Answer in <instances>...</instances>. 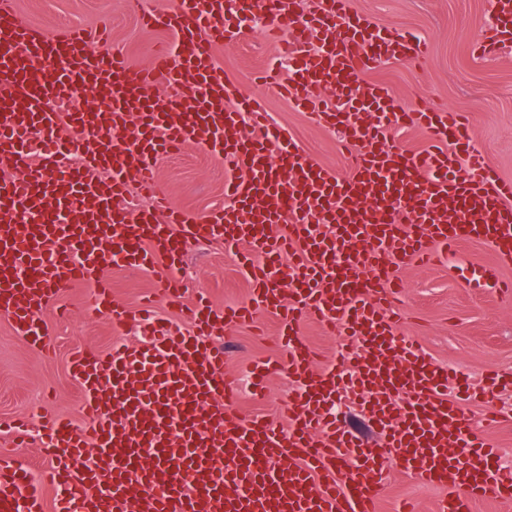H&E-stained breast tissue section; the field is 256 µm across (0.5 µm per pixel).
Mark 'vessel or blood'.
<instances>
[{
	"instance_id": "1",
	"label": "vessel or blood",
	"mask_w": 512,
	"mask_h": 512,
	"mask_svg": "<svg viewBox=\"0 0 512 512\" xmlns=\"http://www.w3.org/2000/svg\"><path fill=\"white\" fill-rule=\"evenodd\" d=\"M125 4L145 27L175 37L144 67L108 51L105 29L41 32L15 0H0V311L36 349L45 345L42 311L78 284L92 287L91 311L140 321L114 302L104 276L114 257L173 269L190 244L210 240L238 258L251 293L219 310L201 296L187 301L179 279L161 278L147 308L185 312L188 329L159 324L147 342L108 356L76 352L70 369L84 394L83 423L50 416L41 444L48 465L40 477L53 498L31 491L26 463L0 456V512H379L382 465L394 454L421 483L452 487L436 512L511 501L512 469L488 437L498 414L468 419L467 378L449 377L412 338L396 336L389 313L402 293L398 267L435 263L470 239L512 262V181L475 149L467 116L400 110L385 86L360 85L381 60H425V45L348 12L345 0L313 11L303 0H171L161 14L143 0ZM493 8L498 26L475 45L480 56L512 45V0ZM245 13L289 33V77L271 73L260 84L303 110L314 89H335L336 102L318 115L342 134L346 174L316 165L270 128L259 99L226 107L232 86L212 48L233 38ZM315 35L318 49L302 53ZM93 98L105 109L91 107ZM51 100L75 109L60 117ZM377 113L427 133L432 149L387 144ZM37 130L46 145L35 152ZM188 145L230 167L223 211L188 213L161 189L158 157ZM64 151L76 163H62ZM133 189L143 206L127 205ZM285 221L288 236L275 235ZM262 310L280 318L296 382L283 426L239 414L238 383L211 341ZM305 314L351 337L348 371L313 369L315 353L297 331ZM340 392L353 396L380 447L329 416Z\"/></svg>"
}]
</instances>
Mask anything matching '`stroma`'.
I'll list each match as a JSON object with an SVG mask.
<instances>
[{"label":"stroma","mask_w":512,"mask_h":512,"mask_svg":"<svg viewBox=\"0 0 512 512\" xmlns=\"http://www.w3.org/2000/svg\"><path fill=\"white\" fill-rule=\"evenodd\" d=\"M16 2L33 26L48 31L66 25L91 27L102 16H110V47L134 66L145 64L159 44L174 40L169 32L143 27L124 11L121 0ZM347 5L377 26L422 38L428 46L425 64L405 56L386 60L366 72L363 82L385 85L404 107L427 102L468 113L477 148L502 178L512 180V53L485 60L471 53L472 44L493 26L492 0H347ZM265 29L262 22L242 24L234 40L213 49L216 62L240 96H251L252 73L281 62L282 54ZM261 96L269 122L290 137L309 160L337 174L346 172L339 133L298 111L275 91L262 90ZM158 177L172 203L187 212L205 215L224 207V164L199 148L161 158ZM493 265L500 268V280L512 281V265H498L489 248L468 241L460 244L455 259L431 268L413 264L399 273L407 312L399 321L397 335L413 337L426 357L449 373L466 376L476 387L482 386L489 371L512 379V296L491 288L472 290L464 284L465 279L477 277L482 267ZM180 274L188 291L204 289L219 309L248 296L247 276L218 241L189 245ZM106 275L113 297L131 311L159 281L158 274L121 265L109 268ZM88 293V286L78 285L59 296L58 305L68 311L64 321H55L52 309L44 310L49 344L42 352L23 345L6 314L0 313V419L22 416L31 427V439L23 446L13 445L10 436L0 432V448L36 472L44 466L39 444L45 416L80 417L83 392L69 371L71 353L85 348L105 356L113 345L144 340L136 325H113L110 313L91 316L86 310ZM279 336L278 315L263 311L254 323L213 337L224 349L225 371L241 383L238 409L242 414H261L277 422L283 419L280 409L295 386L287 366L280 363L284 351ZM260 363L274 367L263 396L254 394L249 383L251 369ZM490 406L506 419L492 438L503 462L512 463V386L500 388L487 402L466 401L465 411L475 419ZM381 478L384 493L379 512H399L407 500L415 501L419 512H434L446 494L444 488L414 481L396 459L385 465Z\"/></svg>","instance_id":"obj_1"}]
</instances>
